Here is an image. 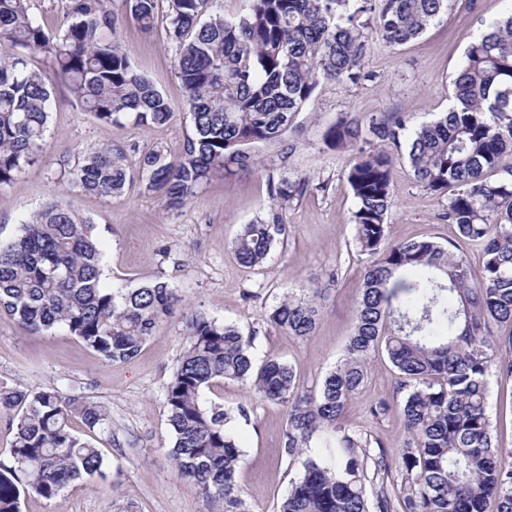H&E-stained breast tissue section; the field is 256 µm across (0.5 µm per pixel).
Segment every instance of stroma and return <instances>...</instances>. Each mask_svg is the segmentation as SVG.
<instances>
[{
  "instance_id": "stroma-1",
  "label": "stroma",
  "mask_w": 512,
  "mask_h": 512,
  "mask_svg": "<svg viewBox=\"0 0 512 512\" xmlns=\"http://www.w3.org/2000/svg\"><path fill=\"white\" fill-rule=\"evenodd\" d=\"M512 0H451L450 6L418 38L401 46H375L365 59L376 81L359 86L323 84L302 112L292 150L271 147L257 171L216 173L198 196L179 209L132 187L103 197L70 188L67 173L81 151L105 141L123 148L130 165L148 150L178 151L192 132L185 92L176 74L175 55L166 33L167 0H158L152 30L124 20L120 38L135 67L150 74L172 102L174 116L164 126L130 124L107 128L76 107L67 88L54 80L42 159L0 188V243L9 242L22 222L48 202L62 198L81 215L93 218L104 244L103 264L110 280L139 286L167 281L185 313L232 324L252 339L255 360L275 355L292 366L300 390L319 388L341 358L353 332L354 308L366 263L355 246L350 222L355 200L344 177L355 151L325 147L322 135L350 112L366 119L376 112H407L413 124L433 120L453 102L454 80L466 47L508 8ZM309 177L311 187L282 209L287 232L267 264L246 268L232 245L242 225L264 217L272 206L267 172ZM394 206L386 228L388 242L433 238L452 243L471 266L482 251L441 220L445 198L421 188L411 177L406 154H399L393 182ZM319 291L320 316L304 338L269 321L272 308L289 295ZM183 315L163 321L140 354L111 362L87 348L64 328L32 332L0 311V389L37 391L56 388L105 406L111 429L92 434L103 449L102 474L69 484L55 499L25 496L21 512H204L194 482L180 476L169 455L165 387L183 348ZM399 375L386 355H377L368 379L351 402L342 425L381 442L396 454L404 436ZM209 402L223 405L244 452L238 474L252 512H277L300 462H288L281 450L286 427L283 406L258 398L240 382L223 381L206 391ZM385 400L390 411L374 418L370 407ZM492 433L502 448H512V383L488 378Z\"/></svg>"
}]
</instances>
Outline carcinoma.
Instances as JSON below:
<instances>
[{"instance_id": "1", "label": "carcinoma", "mask_w": 512, "mask_h": 512, "mask_svg": "<svg viewBox=\"0 0 512 512\" xmlns=\"http://www.w3.org/2000/svg\"><path fill=\"white\" fill-rule=\"evenodd\" d=\"M157 0H61L62 22L50 34L28 0H0V187L40 160L52 90L35 60L49 63L76 105L102 125L164 126L171 102L134 68L119 38L120 15L143 29L155 23ZM211 0H169L167 34L192 121L178 154L146 152L138 169L108 141L82 153L69 184L85 193L117 195L139 180L172 207L192 200L219 171L259 168V153L284 144L325 82L358 86L377 79L364 59L379 43L421 35L449 0H243L234 15L208 13ZM448 112L419 127L407 112L341 117L323 135L335 151L355 149L345 172L355 199L354 241L367 257L354 332L342 358L314 392H302L292 367L278 357L260 364L250 337L201 315L188 321L178 365L165 388L178 473L197 485L206 512H250L238 482L243 450L231 414L204 398L224 380L287 408L283 453L302 460L278 512H512V453L497 445L487 413L488 376L512 379L490 324L512 326V169L495 179L512 151V9L466 48ZM408 147L412 177L447 197L441 217L482 247V265L432 239L385 244L393 208L395 153ZM267 215L243 226L234 241L238 263L262 266L286 233L279 208L301 198L309 182L268 174ZM102 245L94 222L58 199L24 221L0 245V311L24 329L62 326L102 358L136 357L159 323L175 312L168 282L131 288L102 278ZM314 297L288 296L272 324L311 335ZM385 350L397 368L406 435L399 449L400 489L372 482L393 461L367 436L341 427L363 386L370 361ZM0 416L12 433L0 461V512H20L21 497L56 498L72 481L102 472L103 454L73 428L110 424L107 409L48 388L0 390ZM325 448L306 454L311 443Z\"/></svg>"}]
</instances>
